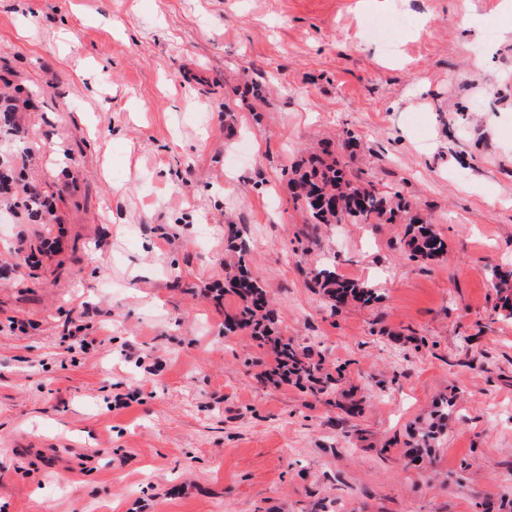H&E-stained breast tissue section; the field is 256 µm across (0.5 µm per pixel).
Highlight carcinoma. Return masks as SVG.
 <instances>
[{
	"instance_id": "1",
	"label": "carcinoma",
	"mask_w": 512,
	"mask_h": 512,
	"mask_svg": "<svg viewBox=\"0 0 512 512\" xmlns=\"http://www.w3.org/2000/svg\"><path fill=\"white\" fill-rule=\"evenodd\" d=\"M289 183L297 193L294 200L308 214L310 230L305 237L315 241L319 224H393L397 219L407 220L409 226L407 246L416 258L432 259L446 249L445 241L433 225L409 216L407 203L387 197L373 184L359 175L345 171L341 162L329 150L309 161L305 170L292 171ZM238 262L227 267L230 292L242 301V308L225 316L224 334L249 329L256 336H273L277 365L288 364V371L297 377L300 386L311 390L327 401L339 391L341 376L325 367L323 361L313 360L293 338L276 335L274 319L270 313H260L264 293L250 275L244 260L245 245L236 246ZM498 303L495 310L503 319H512V273L496 268L489 273ZM312 282L322 290L333 307L350 301L369 303L377 300L374 289L341 278L336 269L323 266L312 271Z\"/></svg>"
}]
</instances>
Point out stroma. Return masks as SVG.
Masks as SVG:
<instances>
[{
    "instance_id": "1",
    "label": "stroma",
    "mask_w": 512,
    "mask_h": 512,
    "mask_svg": "<svg viewBox=\"0 0 512 512\" xmlns=\"http://www.w3.org/2000/svg\"><path fill=\"white\" fill-rule=\"evenodd\" d=\"M0 80L26 102L0 159L57 216L0 222V512H512L502 0H0ZM328 147L444 254L409 258L402 221L307 247L288 174ZM241 240L279 334L343 367L361 412L264 382L269 348L225 335L240 301L209 290ZM325 263L378 301L333 308ZM71 318L89 351H66ZM489 279L499 300L495 305L496 312L505 320L512 319V273L493 268Z\"/></svg>"
}]
</instances>
